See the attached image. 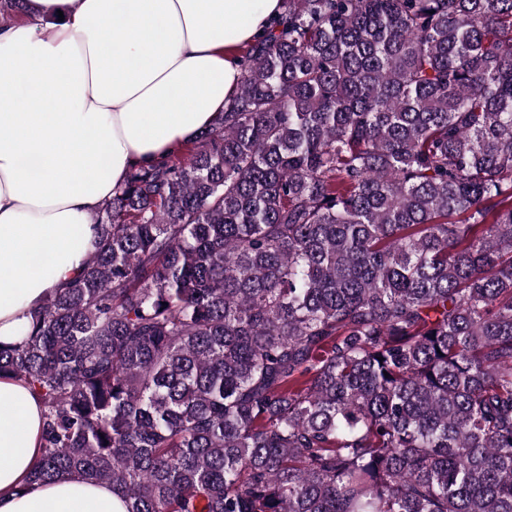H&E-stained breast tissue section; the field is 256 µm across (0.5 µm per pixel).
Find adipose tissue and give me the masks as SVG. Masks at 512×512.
Instances as JSON below:
<instances>
[{
	"label": "adipose tissue",
	"instance_id": "1",
	"mask_svg": "<svg viewBox=\"0 0 512 512\" xmlns=\"http://www.w3.org/2000/svg\"><path fill=\"white\" fill-rule=\"evenodd\" d=\"M0 26V342L79 273L95 214L132 166L211 127L235 95L239 46L280 0H26ZM83 248L74 250L75 233ZM41 404L0 379V512H125L72 476L18 493L38 460Z\"/></svg>",
	"mask_w": 512,
	"mask_h": 512
}]
</instances>
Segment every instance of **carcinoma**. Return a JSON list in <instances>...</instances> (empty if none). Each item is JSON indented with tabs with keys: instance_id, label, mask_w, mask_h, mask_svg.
<instances>
[{
	"instance_id": "1",
	"label": "carcinoma",
	"mask_w": 512,
	"mask_h": 512,
	"mask_svg": "<svg viewBox=\"0 0 512 512\" xmlns=\"http://www.w3.org/2000/svg\"><path fill=\"white\" fill-rule=\"evenodd\" d=\"M283 7L190 157L130 168L0 342L43 405L22 491L512 512V0Z\"/></svg>"
}]
</instances>
